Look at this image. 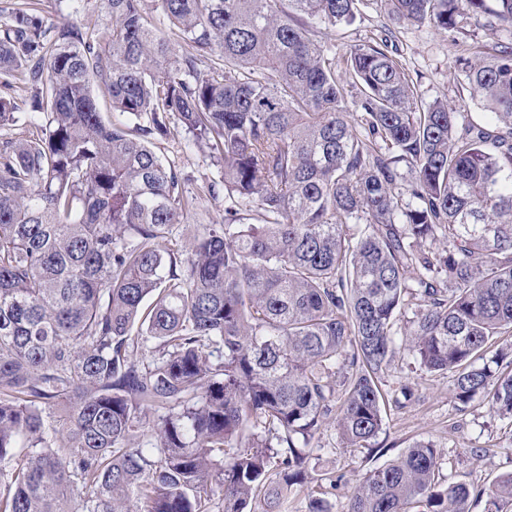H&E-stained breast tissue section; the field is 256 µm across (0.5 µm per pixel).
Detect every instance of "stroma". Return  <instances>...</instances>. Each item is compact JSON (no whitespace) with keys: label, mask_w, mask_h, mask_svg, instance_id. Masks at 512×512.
I'll return each instance as SVG.
<instances>
[{"label":"stroma","mask_w":512,"mask_h":512,"mask_svg":"<svg viewBox=\"0 0 512 512\" xmlns=\"http://www.w3.org/2000/svg\"><path fill=\"white\" fill-rule=\"evenodd\" d=\"M385 40L406 74L425 100L446 99L460 112L473 111L469 88L460 65L463 58L481 51L512 46V31L491 26L489 16L469 20L464 28L441 29L430 25H392L379 0H361L353 24L336 29L328 41L337 55L350 46ZM159 153L190 176L192 187L216 179L206 152L178 134L161 145ZM224 219V193L203 195L196 210L174 225L172 238L185 241L203 225ZM391 387L408 385L413 396L405 406H387L382 431L367 448L343 447L335 428H322L308 458L309 481L289 494L282 512H309L311 498L327 499L340 512L362 474L394 459L418 441L432 443L441 455L440 475L477 489L490 488L512 473V421L498 417L488 404L454 401L447 376L423 373L397 365L387 378Z\"/></svg>","instance_id":"stroma-1"}]
</instances>
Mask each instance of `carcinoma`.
Here are the masks:
<instances>
[{"label": "carcinoma", "instance_id": "1", "mask_svg": "<svg viewBox=\"0 0 512 512\" xmlns=\"http://www.w3.org/2000/svg\"><path fill=\"white\" fill-rule=\"evenodd\" d=\"M287 2L0 20V84L30 90L24 113L0 96V512H252L307 483L322 425L370 444L401 353L512 420V346L489 354L512 335V51L463 60L476 121L378 43L338 60L316 39L360 0ZM380 2L395 25L512 29V0ZM180 131L227 206L175 249L198 195L156 148ZM439 470L415 443L341 512L512 506V473L474 494Z\"/></svg>", "mask_w": 512, "mask_h": 512}]
</instances>
